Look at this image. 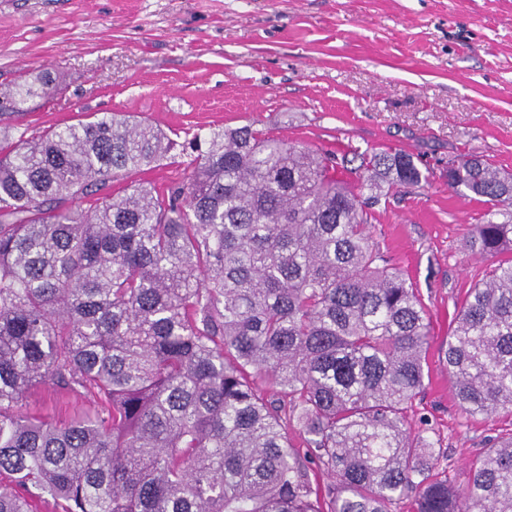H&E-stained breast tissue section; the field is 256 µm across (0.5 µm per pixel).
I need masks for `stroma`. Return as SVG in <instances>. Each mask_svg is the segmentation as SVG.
Returning <instances> with one entry per match:
<instances>
[{
    "label": "stroma",
    "mask_w": 512,
    "mask_h": 512,
    "mask_svg": "<svg viewBox=\"0 0 512 512\" xmlns=\"http://www.w3.org/2000/svg\"><path fill=\"white\" fill-rule=\"evenodd\" d=\"M53 87L13 117L41 133L118 112L194 134L253 125L343 151L401 149L427 182L379 206L372 234L431 315L430 380L409 420L440 435L462 481L512 414H460L441 348L486 261L464 242L486 206L448 188L449 157L512 171V0H0V89Z\"/></svg>",
    "instance_id": "1"
}]
</instances>
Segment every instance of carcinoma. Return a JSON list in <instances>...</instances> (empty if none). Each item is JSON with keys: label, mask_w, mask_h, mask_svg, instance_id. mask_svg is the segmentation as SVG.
Returning a JSON list of instances; mask_svg holds the SVG:
<instances>
[{"label": "carcinoma", "mask_w": 512, "mask_h": 512, "mask_svg": "<svg viewBox=\"0 0 512 512\" xmlns=\"http://www.w3.org/2000/svg\"><path fill=\"white\" fill-rule=\"evenodd\" d=\"M52 84L0 90V118ZM173 149L112 112L0 126V512L38 495L54 512H512V433L456 484L434 429L408 420L432 321L371 227L427 181L413 155L367 150L350 170L227 127L194 136L183 177L102 195ZM448 188L488 204L465 247L491 261L443 349L454 398L512 413V173L460 154ZM37 387L95 406L26 414Z\"/></svg>", "instance_id": "obj_1"}]
</instances>
